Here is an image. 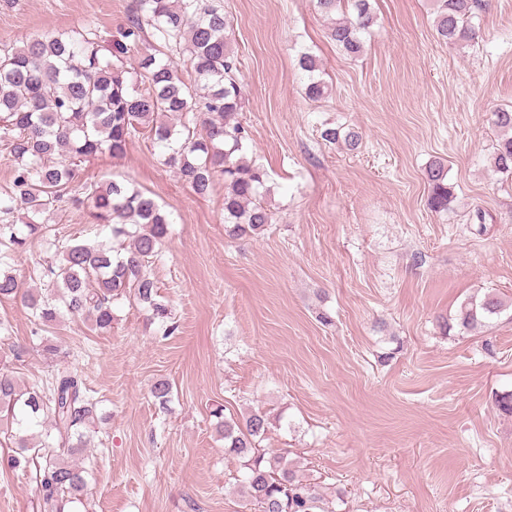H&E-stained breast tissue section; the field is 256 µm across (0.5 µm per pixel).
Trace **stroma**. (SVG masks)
Wrapping results in <instances>:
<instances>
[{"mask_svg": "<svg viewBox=\"0 0 512 512\" xmlns=\"http://www.w3.org/2000/svg\"><path fill=\"white\" fill-rule=\"evenodd\" d=\"M132 0H0V46L51 32L116 39ZM239 60L247 157L274 188L263 233L224 232V184L199 197L142 137L83 163L87 183L134 181L173 224L151 266L179 323L115 304L111 330L70 318L50 336L103 414L84 465L88 512H255L211 415L265 411L263 448L286 453L328 512H512V317L465 331L470 296L512 300V180L492 168L494 110L512 108V0H488L480 36L440 41L431 0H372L357 60L316 0H221ZM307 48L330 92L304 94ZM359 132L356 150L324 127ZM443 160L453 200L430 209ZM328 314L331 324L321 323ZM25 347V384L56 361L29 345L30 311L0 300ZM172 386L155 403L157 380ZM31 473L0 466V512H39Z\"/></svg>", "mask_w": 512, "mask_h": 512, "instance_id": "stroma-1", "label": "stroma"}]
</instances>
